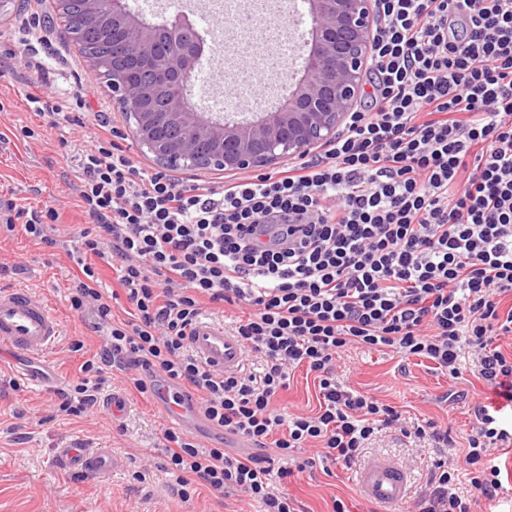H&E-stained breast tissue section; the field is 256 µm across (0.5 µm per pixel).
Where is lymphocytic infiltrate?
<instances>
[{
    "mask_svg": "<svg viewBox=\"0 0 512 512\" xmlns=\"http://www.w3.org/2000/svg\"><path fill=\"white\" fill-rule=\"evenodd\" d=\"M22 59L31 111L52 128L75 123L82 97L47 100L44 60L32 48ZM370 65L372 91L330 149L272 175L183 184L134 164L103 112L75 155L94 229L75 249L68 300L95 314L101 346L58 391L55 412L88 416L110 370L141 394L160 380L193 392L210 425L251 451L165 430L159 469L183 500L202 486L246 494L260 512H298L277 480L317 462L352 467L376 433L453 447L435 422L407 430L395 407L337 379L336 356L352 345L425 358L452 380L471 359L512 401V355L495 345L512 335V0H377ZM59 219L0 203V234L20 227L48 248L63 244ZM208 302L242 311L237 372L211 370L190 349ZM299 368L316 388L307 412L279 404ZM472 413L461 465L433 463L418 512H472L455 490L462 475L486 499L502 489L496 453L512 447V430L495 407Z\"/></svg>",
    "mask_w": 512,
    "mask_h": 512,
    "instance_id": "obj_1",
    "label": "lymphocytic infiltrate"
}]
</instances>
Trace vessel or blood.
<instances>
[{
	"label": "vessel or blood",
	"mask_w": 512,
	"mask_h": 512,
	"mask_svg": "<svg viewBox=\"0 0 512 512\" xmlns=\"http://www.w3.org/2000/svg\"><path fill=\"white\" fill-rule=\"evenodd\" d=\"M63 334L61 318L44 298L24 290H0V352L43 363ZM190 345L203 363L219 371L237 370L244 362L242 347L219 323L200 320L192 331ZM154 398L176 425L191 429L201 417L197 398L178 384L160 383ZM54 463L81 472L108 471L119 465L112 455L72 445L55 449ZM409 483L406 467L384 458L373 460L357 476L360 495L391 508L405 497Z\"/></svg>",
	"instance_id": "vessel-or-blood-1"
}]
</instances>
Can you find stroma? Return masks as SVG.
<instances>
[{"label":"stroma","instance_id":"obj_1","mask_svg":"<svg viewBox=\"0 0 512 512\" xmlns=\"http://www.w3.org/2000/svg\"><path fill=\"white\" fill-rule=\"evenodd\" d=\"M52 3L31 0L27 10L0 24V133L6 136L5 142H0V198L32 208H56L76 233L85 229L86 223L75 190L73 149L97 132L95 113H108L116 127L122 120L105 79L81 56L78 44L60 22L48 21ZM30 14L44 17L42 34L51 43L46 50L44 91L58 102L82 95L85 109L80 124L63 130L42 129L41 118L23 102L27 72L18 57L25 38L20 22ZM228 65L223 51H216L209 82L198 79L191 88V100L206 111L225 114L234 110L224 78ZM22 126L36 129V136L17 138L15 131ZM77 273L66 249L45 247L20 232L7 239L0 237V289L36 293L64 321V335L50 358L66 382L79 377L81 364L99 348L92 317L74 312L67 302ZM76 340L84 343L78 352L70 349ZM14 368L10 360L0 366V512H257V505L245 498L225 497L204 487L192 501L182 502L156 467L164 458L160 441L170 423L150 395L128 389L120 375H112L109 388L127 397L122 418L112 419L98 405L92 416L53 420L49 413L57 399L55 390L28 388L16 380ZM336 375L353 390L394 406L409 424L433 421L447 427L457 442L455 453L459 456L471 430L473 399L501 407L502 419L512 418V412L505 409V398L488 387L473 368L452 384L427 360H403L386 350L351 347L337 357ZM451 388L460 397L450 408L440 398ZM74 440L121 458L122 466L104 474L58 470L52 462L54 449ZM443 454V449L424 448L385 432L376 434L363 452L368 461L388 456L408 466L413 486L398 512H415L416 487L422 484L432 460ZM282 485L301 501L305 512H332L336 497L343 500L348 512H380L377 505L358 495L351 469L336 466L326 473L317 465L294 472Z\"/></svg>","mask_w":512,"mask_h":512}]
</instances>
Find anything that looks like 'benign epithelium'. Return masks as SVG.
<instances>
[{
	"mask_svg": "<svg viewBox=\"0 0 512 512\" xmlns=\"http://www.w3.org/2000/svg\"><path fill=\"white\" fill-rule=\"evenodd\" d=\"M57 18L75 41L86 26L120 30L113 56L92 60L139 146L164 167L246 171L310 154L335 139L363 88L374 41L375 0H307L313 26L310 52L275 108L249 118L199 112L184 97L168 98L172 79L192 84L203 47L178 38L195 31L180 5L161 23L132 12L125 0H55Z\"/></svg>",
	"mask_w": 512,
	"mask_h": 512,
	"instance_id": "7a95c632",
	"label": "benign epithelium"
}]
</instances>
